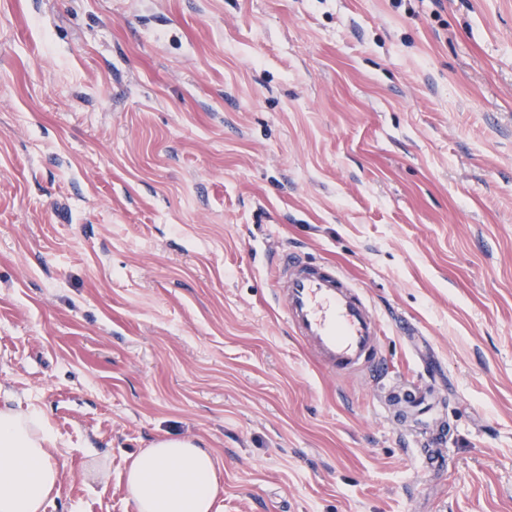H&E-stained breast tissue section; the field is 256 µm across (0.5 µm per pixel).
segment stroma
<instances>
[{"instance_id":"1","label":"stroma","mask_w":512,"mask_h":512,"mask_svg":"<svg viewBox=\"0 0 512 512\" xmlns=\"http://www.w3.org/2000/svg\"><path fill=\"white\" fill-rule=\"evenodd\" d=\"M284 249L365 291L382 374L292 335ZM0 391L58 434L47 512H134L166 435L219 512H512V0H0Z\"/></svg>"}]
</instances>
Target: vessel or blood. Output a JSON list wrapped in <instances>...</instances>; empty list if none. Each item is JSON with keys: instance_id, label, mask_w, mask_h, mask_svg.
<instances>
[{"instance_id": "b4317fda", "label": "vessel or blood", "mask_w": 512, "mask_h": 512, "mask_svg": "<svg viewBox=\"0 0 512 512\" xmlns=\"http://www.w3.org/2000/svg\"><path fill=\"white\" fill-rule=\"evenodd\" d=\"M275 299L287 323L329 372H359L383 360L379 316L361 288L335 268L297 251L270 259Z\"/></svg>"}]
</instances>
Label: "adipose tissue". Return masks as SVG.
<instances>
[{"label":"adipose tissue","instance_id":"ef3b65f1","mask_svg":"<svg viewBox=\"0 0 512 512\" xmlns=\"http://www.w3.org/2000/svg\"><path fill=\"white\" fill-rule=\"evenodd\" d=\"M58 436L38 410L0 397V512H46L57 495ZM219 460L205 442L161 437L126 473L135 512H215Z\"/></svg>","mask_w":512,"mask_h":512}]
</instances>
